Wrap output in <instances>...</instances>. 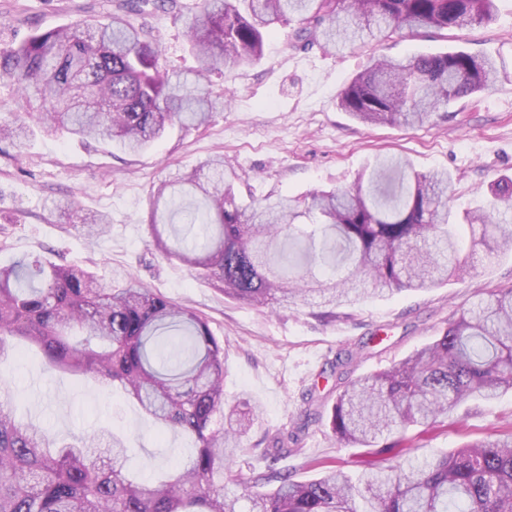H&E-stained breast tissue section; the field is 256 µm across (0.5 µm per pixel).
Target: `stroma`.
Listing matches in <instances>:
<instances>
[{
	"instance_id": "35a3bbf8",
	"label": "stroma",
	"mask_w": 512,
	"mask_h": 512,
	"mask_svg": "<svg viewBox=\"0 0 512 512\" xmlns=\"http://www.w3.org/2000/svg\"><path fill=\"white\" fill-rule=\"evenodd\" d=\"M197 0H179L172 12L151 17L153 34L168 63L181 73L195 61L185 22ZM112 0H0V54L29 34L111 12ZM463 50L489 54L503 64L497 86L478 99L463 98L447 119L423 126H366L338 105L340 91L372 54L404 59L422 53ZM227 83L232 102L199 129L170 128L144 153L128 154L105 142H81L37 130L25 147L0 139V266L32 255L86 266L90 262L134 276L173 303L204 318L226 351L227 397H246L262 416L251 438L260 440L293 423H306L298 455L276 464L294 479L318 478L329 462L358 473V451L338 447L315 411L330 412L334 379L326 363L344 349L356 353L350 378L369 376L433 342L451 315L477 290L512 286V256L477 254L464 280L427 291L370 298L323 319L318 308L274 312L224 298L149 246L146 216L153 185L223 154L256 197L303 194L348 186L374 155L403 153L418 170L447 169L448 191L460 209L487 197V187L512 175V0H497L494 20L450 31L447 37L392 38L331 56L288 45L279 31L261 62L239 70ZM75 194L88 213L111 219L108 234L90 245L71 231V218L56 207ZM9 385L17 417L42 427L53 440L109 428L131 450L130 466L141 477L188 462L193 437L160 432L137 405L111 388L76 383L67 374L44 372L41 357L27 351L0 360V382ZM512 426V391L493 402L471 401L425 434L409 430L416 457L436 456L476 439H493Z\"/></svg>"
}]
</instances>
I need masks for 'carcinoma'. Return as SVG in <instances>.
<instances>
[{
	"instance_id": "carcinoma-1",
	"label": "carcinoma",
	"mask_w": 512,
	"mask_h": 512,
	"mask_svg": "<svg viewBox=\"0 0 512 512\" xmlns=\"http://www.w3.org/2000/svg\"><path fill=\"white\" fill-rule=\"evenodd\" d=\"M175 0H118L112 12L37 32L0 57L19 86L18 109L50 133L109 140L140 153L168 126L208 124L230 103L227 89L200 80L257 64L265 43L290 28L289 46L340 52L358 41L419 37L490 21L497 0H199L187 36L195 80L170 72L157 40L132 22ZM496 58L466 52L386 56L356 74L339 106L374 125H420L456 100L494 87ZM31 128L0 121V138L23 144ZM222 156L152 189L147 224L166 260L231 300L272 311L298 304L336 309L405 288L460 280L476 249L512 252V177L491 187L489 207L453 209L452 175L416 170L400 155L373 158L351 185L258 200L239 196ZM90 243L108 217L76 215ZM39 349L47 371L118 384L159 427L195 438L196 454L157 481L127 468L128 448L111 431L57 443L16 418L0 387V512H512V430L432 458L387 462L411 452L403 433L428 428L463 402L512 390V286L483 289L443 335L370 377L343 381L329 425L342 447L373 448L354 478L330 468L298 481L269 470L243 495L224 487V467L260 411L224 394V345L207 322L135 278L39 256L0 267V360L17 345ZM298 434L265 435L263 460L299 452Z\"/></svg>"
}]
</instances>
